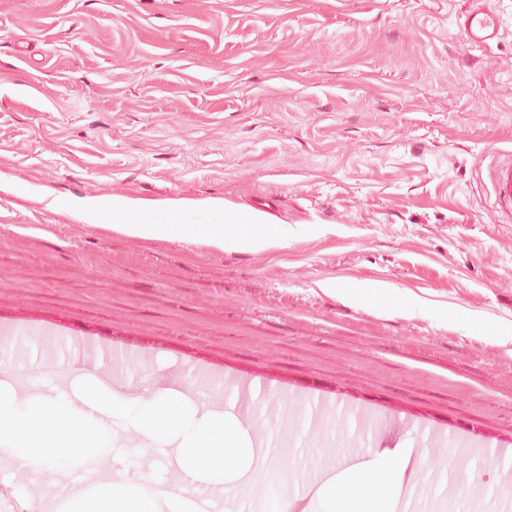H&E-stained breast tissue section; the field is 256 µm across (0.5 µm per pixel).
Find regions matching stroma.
<instances>
[{
	"instance_id": "35a3bbf8",
	"label": "stroma",
	"mask_w": 512,
	"mask_h": 512,
	"mask_svg": "<svg viewBox=\"0 0 512 512\" xmlns=\"http://www.w3.org/2000/svg\"><path fill=\"white\" fill-rule=\"evenodd\" d=\"M467 3L0 0V384L75 410L88 378L172 390L279 444L217 490L107 415L95 466L36 477L0 447V506L43 512L93 471L158 512H322L326 474L404 446L399 512H512V221L489 178L512 24L472 48ZM104 192L260 206L287 233L226 252L46 207ZM322 290L338 292L348 301L359 305L366 304L374 300H381L384 297L383 289L373 285L350 287L336 282H329L323 286Z\"/></svg>"
}]
</instances>
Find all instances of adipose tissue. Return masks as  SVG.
Here are the masks:
<instances>
[{"mask_svg":"<svg viewBox=\"0 0 512 512\" xmlns=\"http://www.w3.org/2000/svg\"><path fill=\"white\" fill-rule=\"evenodd\" d=\"M192 212L197 224H176L172 213ZM111 230L144 239L171 240L199 236L221 250L261 249L272 246L275 237L255 215L230 211L212 201L193 203L171 201L146 205L126 199L122 209L113 211ZM413 451L397 448L371 461L349 466L316 490L325 500L326 512H396ZM68 512H157L152 495H132L130 488L102 489L98 498L85 492L70 494Z\"/></svg>","mask_w":512,"mask_h":512,"instance_id":"1","label":"adipose tissue"}]
</instances>
